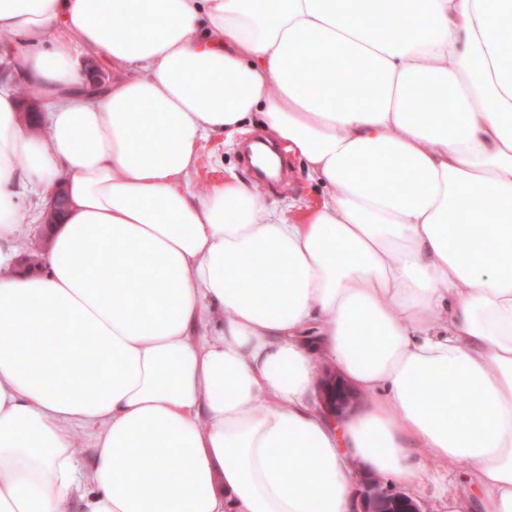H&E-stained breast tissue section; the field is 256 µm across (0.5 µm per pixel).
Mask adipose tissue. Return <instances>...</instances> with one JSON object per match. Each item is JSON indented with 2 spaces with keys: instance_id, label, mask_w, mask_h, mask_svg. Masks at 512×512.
<instances>
[{
  "instance_id": "obj_1",
  "label": "adipose tissue",
  "mask_w": 512,
  "mask_h": 512,
  "mask_svg": "<svg viewBox=\"0 0 512 512\" xmlns=\"http://www.w3.org/2000/svg\"><path fill=\"white\" fill-rule=\"evenodd\" d=\"M1 59L0 512H354L355 467L432 461L512 512V0H0ZM253 119L323 188L302 216L185 185ZM76 332L102 381L44 351ZM322 362L363 398L337 425ZM96 61L99 68H101L106 74L110 75V81L112 80V67L107 61L105 55L103 53H98L94 55L92 58ZM93 62H90L86 65L85 68V76L86 81L84 85H88L89 91L98 92L102 90L105 86V75ZM41 217L39 216L35 224L25 226L20 240V259L24 255L38 256L41 260L42 254L47 247V238L42 234Z\"/></svg>"
}]
</instances>
